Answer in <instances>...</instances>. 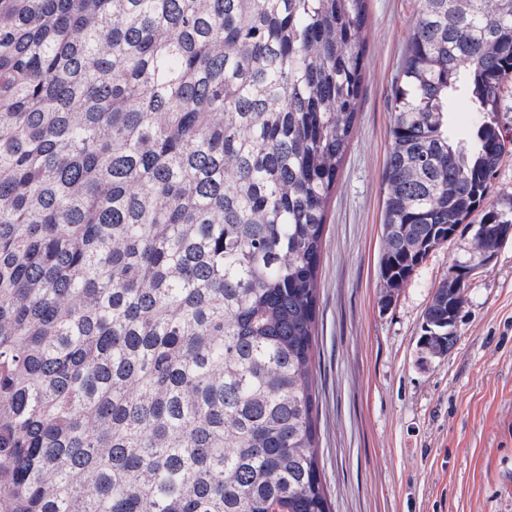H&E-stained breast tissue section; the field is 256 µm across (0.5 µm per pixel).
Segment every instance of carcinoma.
<instances>
[{"label":"carcinoma","mask_w":512,"mask_h":512,"mask_svg":"<svg viewBox=\"0 0 512 512\" xmlns=\"http://www.w3.org/2000/svg\"><path fill=\"white\" fill-rule=\"evenodd\" d=\"M384 301L505 153L512 0H420ZM367 0H0V512H330L313 363ZM472 120L449 124L457 100ZM441 282L422 350L448 351Z\"/></svg>","instance_id":"cac0c4a2"}]
</instances>
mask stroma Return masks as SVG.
I'll return each mask as SVG.
<instances>
[{"label": "stroma", "instance_id": "stroma-1", "mask_svg": "<svg viewBox=\"0 0 512 512\" xmlns=\"http://www.w3.org/2000/svg\"><path fill=\"white\" fill-rule=\"evenodd\" d=\"M419 9L369 0L359 118L328 206L314 365L324 488L333 512H512V239L467 282L444 357L418 340L435 288L469 256V227L382 301L392 94Z\"/></svg>", "mask_w": 512, "mask_h": 512}]
</instances>
